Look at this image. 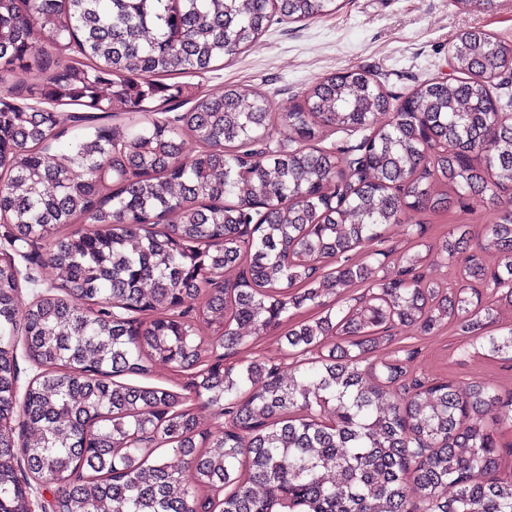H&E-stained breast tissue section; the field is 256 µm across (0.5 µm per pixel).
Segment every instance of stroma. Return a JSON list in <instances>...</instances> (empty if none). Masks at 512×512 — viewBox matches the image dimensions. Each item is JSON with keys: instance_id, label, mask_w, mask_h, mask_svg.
<instances>
[{"instance_id": "35a3bbf8", "label": "stroma", "mask_w": 512, "mask_h": 512, "mask_svg": "<svg viewBox=\"0 0 512 512\" xmlns=\"http://www.w3.org/2000/svg\"><path fill=\"white\" fill-rule=\"evenodd\" d=\"M329 14L302 23L274 19L260 41L226 60L198 82L202 91L222 93L238 85L265 93L277 112L312 84L331 74L357 70L401 98L427 80L446 79L452 43L460 31L480 28L512 45V0L491 8H464L456 0H339ZM497 211L480 200L440 213H417L424 239L436 243L456 224H492ZM396 345L410 349L411 370L431 379L481 380L512 392V361L472 353L470 336L455 324L424 334L399 330Z\"/></svg>"}]
</instances>
